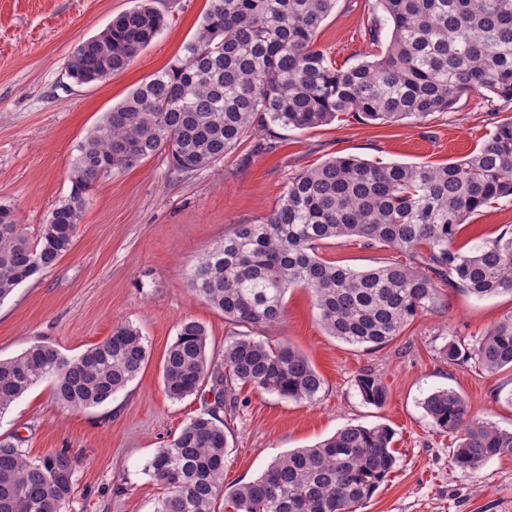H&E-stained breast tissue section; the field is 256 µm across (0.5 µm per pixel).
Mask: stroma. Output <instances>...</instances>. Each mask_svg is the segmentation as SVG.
<instances>
[{
	"mask_svg": "<svg viewBox=\"0 0 512 512\" xmlns=\"http://www.w3.org/2000/svg\"><path fill=\"white\" fill-rule=\"evenodd\" d=\"M138 0H0V203L14 208L28 235L71 191L77 146L104 112L155 72L177 63L196 33L208 0H152L167 27L122 72L101 83L74 84L71 52ZM373 0H338L315 38L337 66L377 53L364 30ZM494 129L482 96L461 97L421 123L338 120L309 130L253 131L206 169L173 171L166 153L101 177L92 189L74 244L52 268L0 301V358L44 340L75 357L119 324L137 327L146 363L111 401L88 409L61 407L43 381L0 415V437L21 440L29 457L64 450L76 461L74 492L63 512H154L163 487L147 471L156 448L202 409L200 397H167L162 362L180 322L192 318L221 360L225 340L246 328L196 295L197 260L238 224H257L274 209L296 173L334 156L382 163L441 164L465 159ZM512 230V199L472 216L461 242ZM325 259L357 270L377 266L392 249L350 239L324 244ZM286 313L258 338L301 350L324 385L310 401H288L241 389L226 419L224 484L257 478L282 453L313 446L348 425L385 424L394 432L398 465L359 512H512V458H494L472 475L449 462L452 440L434 431L422 402L434 390L463 395L475 414L512 431V371L489 374L475 362L448 363L449 344L475 346L512 316V296L475 298L443 289L437 313L417 317L388 344L354 346L327 335L311 294L289 289ZM380 375L384 407L365 404L356 379Z\"/></svg>",
	"mask_w": 512,
	"mask_h": 512,
	"instance_id": "stroma-1",
	"label": "stroma"
}]
</instances>
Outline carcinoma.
Here are the masks:
<instances>
[{
    "label": "carcinoma",
    "instance_id": "1",
    "mask_svg": "<svg viewBox=\"0 0 512 512\" xmlns=\"http://www.w3.org/2000/svg\"><path fill=\"white\" fill-rule=\"evenodd\" d=\"M336 0H209L195 36L176 64L130 91L78 145L72 188L37 236L0 204V301L72 247L89 191L108 163L130 169L160 151L174 169L194 172L224 158L257 127L308 130L341 115L362 123L424 122L465 94L512 104V0H375L366 35L385 49L372 60L338 68L316 48ZM164 15L139 3L78 46L65 72L78 84L125 70L161 32ZM512 197V118L466 159L380 164L353 156L329 159L291 178L271 213L238 224L193 269L195 293L224 319L267 329L284 316L291 288L313 294L330 336L383 346L414 318L434 313L443 287L478 298L512 294V231L470 246L463 224ZM356 237L407 257L355 270L320 254L321 245ZM204 324L183 320L163 361V387L176 401L206 389L213 402L156 449L147 468L167 488L155 512H215L224 496L236 512H352L366 505L392 472L393 431L384 424L348 426L310 448L276 458L256 479L223 488L228 440L224 415L250 387L294 401L313 400L323 379L292 345L247 334L224 342L221 362L208 352ZM448 362L473 359L495 374L512 369V316L492 326L471 350L446 349ZM147 347L121 324L71 358L37 340L0 359V414L36 384L50 380L66 408L100 406L140 373ZM363 401L381 408L389 389L362 372ZM432 426L455 438L451 466L467 474L492 458L512 457V432L476 417L466 399L439 389L423 401ZM74 459L65 451L31 459L0 439V512H61L73 494Z\"/></svg>",
    "mask_w": 512,
    "mask_h": 512
}]
</instances>
